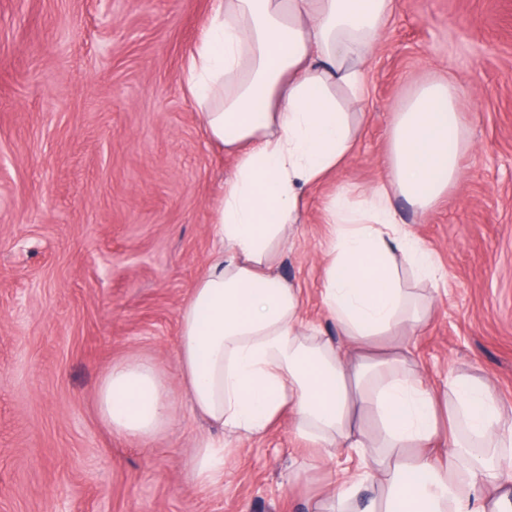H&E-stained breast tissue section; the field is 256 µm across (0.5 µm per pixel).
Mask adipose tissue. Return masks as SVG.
Here are the masks:
<instances>
[{
    "label": "adipose tissue",
    "mask_w": 512,
    "mask_h": 512,
    "mask_svg": "<svg viewBox=\"0 0 512 512\" xmlns=\"http://www.w3.org/2000/svg\"><path fill=\"white\" fill-rule=\"evenodd\" d=\"M393 0H212L183 73L209 142L236 157L213 223L217 246L179 313L178 366L193 410L219 432L200 439L192 478L224 480L225 438H258L285 413L299 437L369 453L371 490L338 481L315 512H512V487L493 460L512 457L487 381L455 378L435 397L382 339L424 323L414 283L437 288L433 251L394 206L426 214L454 185L468 140L451 81L417 83L395 108L386 175L326 207L334 232L323 302L335 335L306 322L300 291L277 266L308 190L351 155L350 108ZM112 432L146 443L173 408L149 362L112 364L96 397ZM450 451H430L440 436Z\"/></svg>",
    "instance_id": "1"
}]
</instances>
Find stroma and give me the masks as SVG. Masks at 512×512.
Returning <instances> with one entry per match:
<instances>
[{"label": "stroma", "mask_w": 512, "mask_h": 512, "mask_svg": "<svg viewBox=\"0 0 512 512\" xmlns=\"http://www.w3.org/2000/svg\"><path fill=\"white\" fill-rule=\"evenodd\" d=\"M211 0H0V512H308L358 450L313 448L285 415L229 441L223 484L191 476L214 429L178 377V315L216 236L233 157L207 140L181 73ZM423 78L450 79L472 145L425 216H398L445 276L408 357L442 394L487 379L512 429V0H395L358 105L354 156L311 188L280 275L307 322L335 334L322 292L333 234L325 206L383 171L394 108ZM163 375L171 429L150 444L97 415L108 367Z\"/></svg>", "instance_id": "35a3bbf8"}]
</instances>
